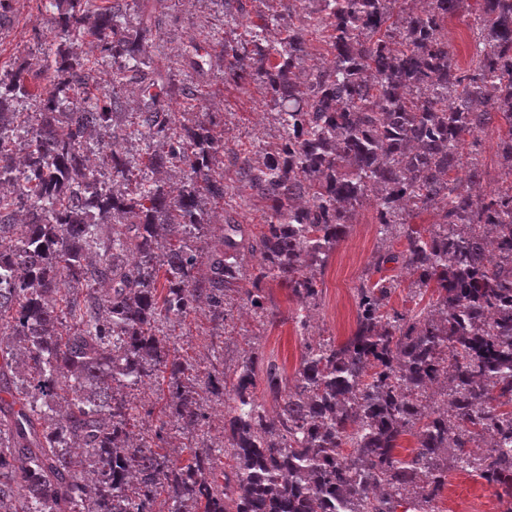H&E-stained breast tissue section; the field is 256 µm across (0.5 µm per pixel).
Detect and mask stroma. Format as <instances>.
I'll return each mask as SVG.
<instances>
[{
	"mask_svg": "<svg viewBox=\"0 0 512 512\" xmlns=\"http://www.w3.org/2000/svg\"><path fill=\"white\" fill-rule=\"evenodd\" d=\"M38 0H11L13 23L0 29V72L22 67L37 71L52 44L55 20L39 12ZM237 30L227 27L219 6L212 0H167L159 34L148 51L169 70L172 85H180L183 76L170 62L187 41H195L211 56V67L196 80L195 99L179 100L180 112L206 110L225 116L224 142L243 156H255L261 146L276 142L279 128L271 115H259L262 95L255 85L237 87L224 81V57L219 39L234 40ZM378 227L372 207H363L347 238L331 256L321 277V294L314 308L311 334L315 337L345 341L356 321L354 291L371 266L380 246ZM277 317L258 325L252 317L233 311L226 321H215L207 310L190 313L168 326L172 350L192 365L199 375L233 369L245 352L258 348L265 361L294 373L303 351L304 340L290 319L297 309L295 301L280 283L265 286ZM439 512H497L498 502L492 488L468 473L449 470L448 486L438 501Z\"/></svg>",
	"mask_w": 512,
	"mask_h": 512,
	"instance_id": "obj_1",
	"label": "stroma"
}]
</instances>
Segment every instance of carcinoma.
<instances>
[{
  "mask_svg": "<svg viewBox=\"0 0 512 512\" xmlns=\"http://www.w3.org/2000/svg\"><path fill=\"white\" fill-rule=\"evenodd\" d=\"M38 2L58 50L43 60L37 123L20 112L33 78L0 75V186H19L0 196V512H153L160 491L172 512H436L449 454L512 512V0H477L466 69L448 43L466 0H273L222 42L224 78L261 86L281 134L257 163L232 155L266 204L261 236L226 209L212 253L202 241L231 193L215 176L229 149L213 113L177 118L174 96L195 85L172 91L146 52L165 0H141L134 22L129 0ZM221 2L224 24L247 16L246 0ZM308 29L327 34L329 62L305 66ZM88 34L95 67L78 52ZM177 64L207 61L190 40ZM102 72L114 89L139 84L138 156L122 147L123 101L91 93ZM490 128L502 185L486 190ZM103 155L109 179L93 170ZM164 167L183 171L179 186L152 176ZM366 204L402 248L374 257L392 275L355 288L352 335L305 342L291 379L256 348L232 378L206 377L231 468L159 453L169 425L207 419L165 329L202 305L225 320L239 300L260 322L277 280L308 335L320 275ZM429 209L421 233L412 219ZM404 277L429 295L418 311L389 307ZM156 372L167 419L135 441L125 390Z\"/></svg>",
  "mask_w": 512,
  "mask_h": 512,
  "instance_id": "carcinoma-1",
  "label": "carcinoma"
}]
</instances>
